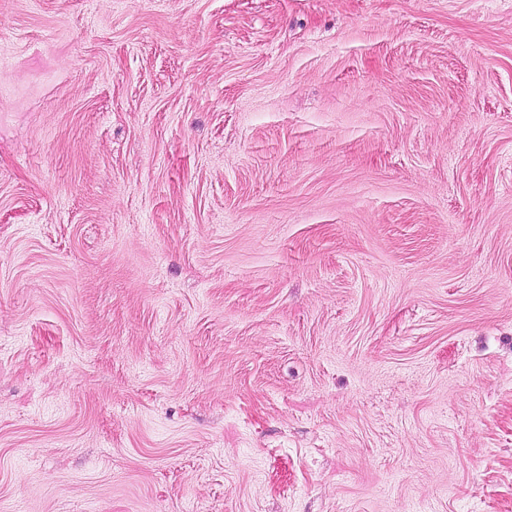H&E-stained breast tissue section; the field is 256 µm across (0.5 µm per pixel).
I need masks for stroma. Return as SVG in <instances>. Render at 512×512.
Here are the masks:
<instances>
[{
  "mask_svg": "<svg viewBox=\"0 0 512 512\" xmlns=\"http://www.w3.org/2000/svg\"><path fill=\"white\" fill-rule=\"evenodd\" d=\"M0 512H512V0H0Z\"/></svg>",
  "mask_w": 512,
  "mask_h": 512,
  "instance_id": "1",
  "label": "stroma"
}]
</instances>
